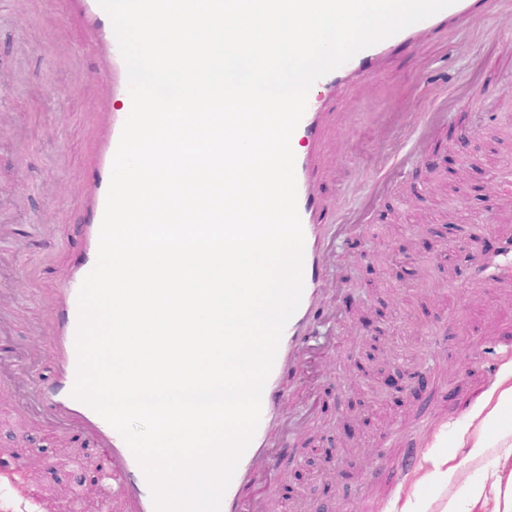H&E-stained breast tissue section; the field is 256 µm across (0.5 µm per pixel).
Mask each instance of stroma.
Instances as JSON below:
<instances>
[{
  "instance_id": "stroma-1",
  "label": "stroma",
  "mask_w": 512,
  "mask_h": 512,
  "mask_svg": "<svg viewBox=\"0 0 512 512\" xmlns=\"http://www.w3.org/2000/svg\"><path fill=\"white\" fill-rule=\"evenodd\" d=\"M432 43L424 63L407 47L394 50L374 78L378 101L347 87L325 106L350 111L352 134L347 164L322 179L320 194L347 204L371 173L374 112L404 105L424 112L443 86L467 88L425 159L403 170L377 199L364 228L337 246L329 272L336 291L315 311L322 335L336 339L337 373L323 374L309 391L301 370L284 373L292 392L287 410H302L306 395H313L312 427L333 429L335 436L326 449L337 479L317 474L294 484L311 512H352L362 498L372 512H502L504 500L491 484L512 478V456L505 454L512 447V409L494 411L501 391L512 387V265L498 255L503 238L488 223L507 193L475 191L512 164V146L498 143L512 132V30L495 38L470 32L464 51L444 31L434 33ZM58 46L76 53L84 72L96 71L88 34L70 25L60 0H0V227L8 233L0 241V308L10 312L0 322V373L31 364L45 384L54 378L53 365L28 355L42 315L39 297L8 289L31 269L42 284L55 282L81 249L72 230L79 215L58 203L55 178L62 173L75 183L87 174L89 88L58 60ZM431 159L459 193L432 185ZM54 202L63 230L35 234L38 215ZM476 232L496 250L493 266L482 273L474 258ZM400 246L408 252L405 262L383 266V255ZM379 310L394 330L370 368L403 365L405 354L415 351L427 361L423 386L375 419L365 403L371 382L357 375L353 362L365 346V325ZM490 346L502 357L495 374L483 361ZM21 398L13 388L0 389V448L20 449L49 466L34 481L16 463L0 469V512H15L26 493L44 499L49 490L76 488L80 470L70 453L89 446L80 432L61 434L45 420L19 418ZM408 437L416 450L412 477L389 485L381 468L400 464ZM481 484L487 490L471 504L469 492Z\"/></svg>"
}]
</instances>
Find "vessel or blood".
Here are the masks:
<instances>
[{
	"mask_svg": "<svg viewBox=\"0 0 512 512\" xmlns=\"http://www.w3.org/2000/svg\"><path fill=\"white\" fill-rule=\"evenodd\" d=\"M72 17L92 34V48L101 60L95 73L84 74L93 98L87 109L89 124L95 134L90 173L78 190L61 182L63 196H70L87 219L80 224L84 249L77 263L61 279L43 289H36L34 275L18 278L13 289L18 293L38 291L43 310L37 355L56 362L59 373L48 386L29 383L21 416L37 417L59 426L76 425L93 439L107 462L95 492L80 490L78 499L66 504V512H81V500L94 495L98 512H156L150 484L134 454L122 436L91 406L77 400L72 392L76 382L79 326L78 296L82 283L97 260L99 232L110 184L113 159L123 125L132 108L127 69L116 35L110 31V16L99 0H67ZM512 18V0H455L454 4L435 15L406 27L400 32L358 52L349 61L319 78L312 86L305 113L291 137L295 146V179L297 207L304 232L302 260V296L298 309L285 325L272 368L266 378L261 416L253 438L242 454L231 483L223 497L221 512H275V480L284 478L280 461L285 448L307 425L303 416L286 410L287 393L281 374L287 367H311L316 373L334 367L330 352L334 340H319V327L314 309L329 293L328 272L337 256L336 237L345 236L360 224L366 209L386 191L398 172L417 162L433 134L448 121L453 98H436L425 112H379L375 115L377 147L371 158L372 177L366 182L358 206L337 207L335 237H327L316 202L315 173L320 164V147L324 135V114L320 107L326 95L335 93L338 85L352 77L363 80V95L377 96L371 76L376 63L395 44L413 48L418 59H425L430 38L439 28H447L449 37L483 24L488 14ZM351 128L347 115L336 121L333 138L340 148L332 154V164L345 162L344 146Z\"/></svg>",
	"mask_w": 512,
	"mask_h": 512,
	"instance_id": "b4317fda",
	"label": "vessel or blood"
}]
</instances>
